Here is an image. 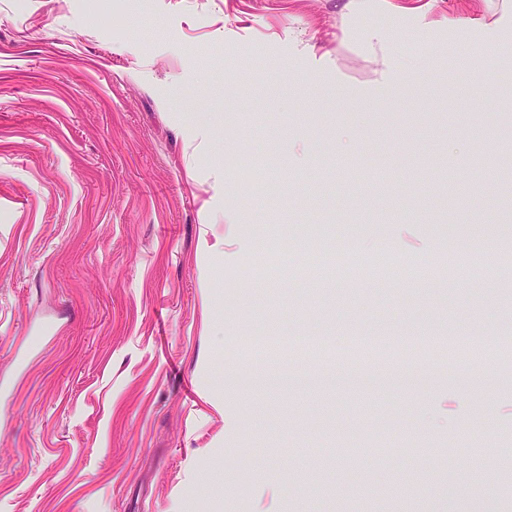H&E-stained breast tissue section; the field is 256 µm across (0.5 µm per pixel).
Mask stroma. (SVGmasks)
<instances>
[{
  "label": "stroma",
  "mask_w": 512,
  "mask_h": 512,
  "mask_svg": "<svg viewBox=\"0 0 512 512\" xmlns=\"http://www.w3.org/2000/svg\"><path fill=\"white\" fill-rule=\"evenodd\" d=\"M425 2L0 0V512H512V366L452 383L437 343L512 335V12L458 27L438 0L423 34ZM373 26L438 80L374 96ZM308 226L378 239L368 272L266 277ZM474 250L481 284L448 277ZM350 333L399 349L372 375L431 383L242 385L326 371L311 338ZM386 409L416 455L318 456Z\"/></svg>",
  "instance_id": "35a3bbf8"
}]
</instances>
